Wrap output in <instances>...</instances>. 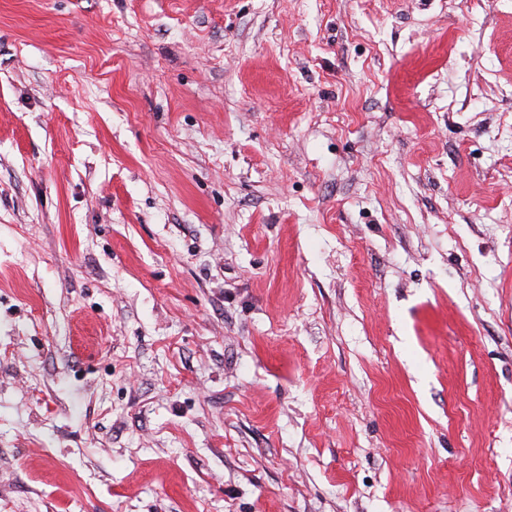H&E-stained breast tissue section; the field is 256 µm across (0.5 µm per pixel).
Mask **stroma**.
Wrapping results in <instances>:
<instances>
[{
  "instance_id": "35a3bbf8",
  "label": "stroma",
  "mask_w": 512,
  "mask_h": 512,
  "mask_svg": "<svg viewBox=\"0 0 512 512\" xmlns=\"http://www.w3.org/2000/svg\"><path fill=\"white\" fill-rule=\"evenodd\" d=\"M0 512H512V0H0Z\"/></svg>"
}]
</instances>
